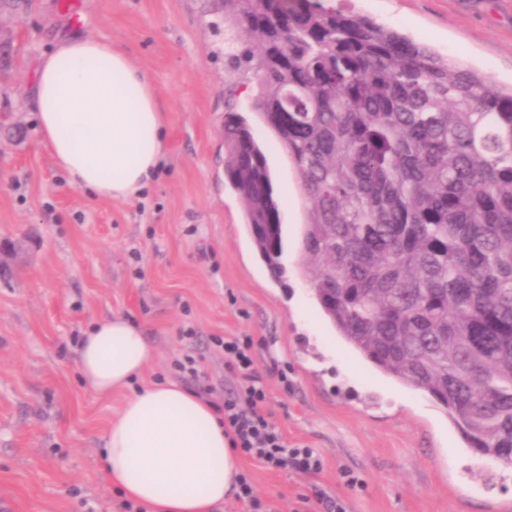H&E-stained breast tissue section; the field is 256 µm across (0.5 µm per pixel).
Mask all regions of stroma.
Instances as JSON below:
<instances>
[{
	"instance_id": "obj_1",
	"label": "stroma",
	"mask_w": 512,
	"mask_h": 512,
	"mask_svg": "<svg viewBox=\"0 0 512 512\" xmlns=\"http://www.w3.org/2000/svg\"><path fill=\"white\" fill-rule=\"evenodd\" d=\"M393 27L461 67L512 89V0H323ZM223 0H32L0 68V500L10 512H121L105 480L107 424L123 396L81 377L73 338L115 313L156 349L143 379L177 380L192 353L201 379L232 383L215 336H251L268 417L289 442L320 452L315 477L241 459L256 494L289 512L321 488L351 512H498L512 470L463 446L423 392L365 364L322 317L298 267L306 204L278 139L251 110L225 44ZM129 51L167 107V154L140 198L98 200L53 163L31 108L38 58L61 27ZM266 150L288 229V277L275 282L255 251L224 174V90ZM194 329L195 341L181 333ZM291 387L283 389L281 378ZM359 478L347 486L342 471Z\"/></svg>"
}]
</instances>
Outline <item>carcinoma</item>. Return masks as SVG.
Segmentation results:
<instances>
[{
	"instance_id": "1",
	"label": "carcinoma",
	"mask_w": 512,
	"mask_h": 512,
	"mask_svg": "<svg viewBox=\"0 0 512 512\" xmlns=\"http://www.w3.org/2000/svg\"><path fill=\"white\" fill-rule=\"evenodd\" d=\"M307 205L302 274L352 351L512 466V92L319 0H224ZM225 175L270 275L286 273L267 155L224 112Z\"/></svg>"
}]
</instances>
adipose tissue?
I'll list each match as a JSON object with an SVG mask.
<instances>
[{
  "instance_id": "adipose-tissue-1",
  "label": "adipose tissue",
  "mask_w": 512,
  "mask_h": 512,
  "mask_svg": "<svg viewBox=\"0 0 512 512\" xmlns=\"http://www.w3.org/2000/svg\"><path fill=\"white\" fill-rule=\"evenodd\" d=\"M33 107L43 144L70 182L104 200L140 196L165 156L166 115L144 71L111 41L62 30L37 62ZM154 349L128 317L85 331L78 365L97 394L123 392L102 469L147 512H217L240 473L213 407L173 381L139 385Z\"/></svg>"
}]
</instances>
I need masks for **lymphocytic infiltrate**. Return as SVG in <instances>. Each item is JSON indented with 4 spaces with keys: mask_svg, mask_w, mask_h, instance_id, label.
<instances>
[{
    "mask_svg": "<svg viewBox=\"0 0 512 512\" xmlns=\"http://www.w3.org/2000/svg\"><path fill=\"white\" fill-rule=\"evenodd\" d=\"M217 343L229 358L227 369L237 381L236 388L218 400L214 387L199 382L198 394L214 399L232 447L272 471L289 469L309 476L320 474L325 466L323 456L305 445H289L265 414L267 394L253 369L252 337H221Z\"/></svg>",
    "mask_w": 512,
    "mask_h": 512,
    "instance_id": "f902f5d3",
    "label": "lymphocytic infiltrate"
}]
</instances>
